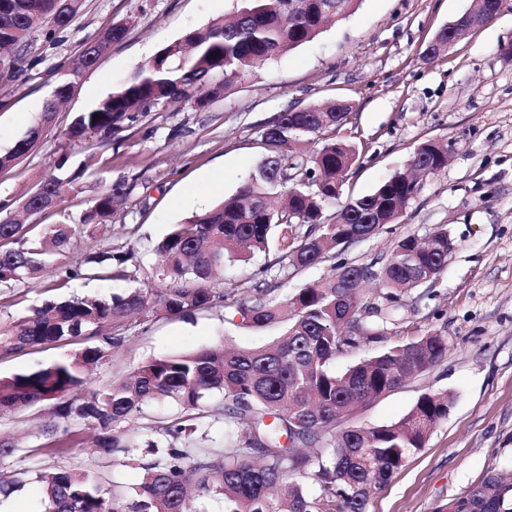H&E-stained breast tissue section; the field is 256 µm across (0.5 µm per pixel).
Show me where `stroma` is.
Wrapping results in <instances>:
<instances>
[{
    "label": "stroma",
    "instance_id": "stroma-1",
    "mask_svg": "<svg viewBox=\"0 0 512 512\" xmlns=\"http://www.w3.org/2000/svg\"><path fill=\"white\" fill-rule=\"evenodd\" d=\"M472 0H359L354 11L314 41L242 76L205 107L166 106L139 113L136 121L105 138L88 135L72 143L65 129L79 113L117 91L165 45L195 28L232 16L240 0H83L64 29L37 22L25 49L14 52L9 73L0 72V152L10 150L37 124L51 100L58 73L84 45L106 28L125 21L127 37L110 46L57 112V125L24 157L0 173V203L21 205L48 174L92 166L79 187L67 191L59 211L37 216L40 224H76L93 199L113 183L131 194L107 226L76 234L69 250L52 255L41 280L0 288V324L27 315L31 306L73 295H107L122 281H60L56 270L89 252L132 250L127 268L136 284L157 287V242L192 213L236 193L243 178L266 153L261 134L280 112L340 100L351 113L338 130L360 158L342 188V199L372 193L391 174L404 170L420 143L449 146L447 167L428 177L400 223L345 246L339 257L366 263L387 256L396 238L425 236L447 225L455 248L433 299L409 297L407 329L375 343L380 352L397 342L436 333L448 351L428 372L362 406L350 422L366 428L401 420L419 396L450 393L447 419L424 448L371 495L368 512H439L486 473H512V0L493 20L463 33L447 50L428 59L427 44L463 15ZM269 259L258 254L224 267V281L251 278L270 300L318 284L330 262L264 277ZM279 326L254 329L224 319L223 307L191 315L158 313L128 331L92 374L90 389L105 390L147 361L185 354L220 343L262 346L282 334ZM72 344L0 353V377L51 363L75 352ZM68 422L52 402L0 413V438L15 449L0 455V478L26 475L24 486L0 503V512H43L41 478L78 469L104 490L130 491L143 475L136 460L108 453L82 429L81 441L53 451L47 430Z\"/></svg>",
    "mask_w": 512,
    "mask_h": 512
}]
</instances>
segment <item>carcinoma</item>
<instances>
[{
  "label": "carcinoma",
  "instance_id": "carcinoma-1",
  "mask_svg": "<svg viewBox=\"0 0 512 512\" xmlns=\"http://www.w3.org/2000/svg\"><path fill=\"white\" fill-rule=\"evenodd\" d=\"M0 47L18 48L34 20L49 18L55 28L69 25L82 0H0ZM357 0H252L232 20H217L167 44L119 90L80 113L65 136L79 142L91 133L110 136L133 122L139 112L160 104L181 105L212 86L220 90L241 74L315 40L350 13ZM487 22L503 0H474ZM128 24H116L58 74L57 92L73 81L71 70L86 71L112 43L122 41ZM62 99L47 102L41 123L30 128L12 149L0 154V172L31 150L50 127ZM97 118H92V115ZM350 108L330 102L306 112L280 113L267 133L268 154L242 181L237 193L218 205L175 224L156 245L160 257L158 288H127L109 296L73 297L32 307L0 327V351L20 354L37 345L79 338L98 343L49 365L0 378V411L40 401H60L59 414L88 421L98 447L131 455L139 435L123 429L144 407L174 402L182 415L165 428V454L142 465L141 482L128 494L105 492L76 470L54 473L45 485V512H201L198 502L220 496L224 512H367L370 496L384 487L410 454L425 447L437 424L448 416L452 395L423 393L401 420L373 428L341 427L359 406L399 388L440 362L444 337L428 333L360 360L338 374L336 358L378 343L404 327V297L411 290L435 287L448 262V229L439 226L428 238L408 234L393 243L390 255L368 263L341 261L317 288H304L274 303L263 289L232 286L222 290L224 265L256 252L282 253L288 266L303 268L324 261L352 241L399 222L422 190V179L448 165V146L422 143L410 171L395 173L368 195L351 198L331 215L336 181L347 179L359 159L355 146L336 138ZM321 142L307 155L304 142ZM77 175L49 176L42 193L26 195L24 211L37 215L62 202L66 185ZM131 193L116 182L92 201L81 226L94 227ZM75 234L68 224L36 230L0 217V288L38 278L43 256L65 250ZM131 252H90L63 278L129 280ZM224 307L230 322L284 332L255 349L218 344L193 353L155 358L104 391L76 396L108 350L124 342L122 333L135 317L159 312L187 316ZM223 406L211 405L214 393ZM224 416L239 431L224 438L223 448H200L196 432L202 420ZM317 486L310 494L303 481ZM445 512H512V481L493 473L450 500Z\"/></svg>",
  "mask_w": 512,
  "mask_h": 512
}]
</instances>
